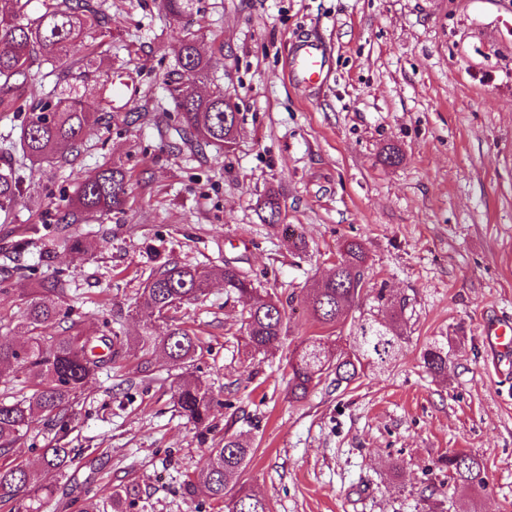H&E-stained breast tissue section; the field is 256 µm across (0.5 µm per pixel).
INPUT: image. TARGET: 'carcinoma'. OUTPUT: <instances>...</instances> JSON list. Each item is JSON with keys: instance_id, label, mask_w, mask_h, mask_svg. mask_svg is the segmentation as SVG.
<instances>
[{"instance_id": "1", "label": "carcinoma", "mask_w": 512, "mask_h": 512, "mask_svg": "<svg viewBox=\"0 0 512 512\" xmlns=\"http://www.w3.org/2000/svg\"><path fill=\"white\" fill-rule=\"evenodd\" d=\"M191 5L192 0H162L163 9L171 17L188 14ZM23 8L22 0H0V111H26L18 141L11 148L33 164L50 165L61 150L78 151L102 115L85 111L80 95L72 89L26 106L19 104L17 90L36 64L69 58L73 63L91 65L100 52L97 45L86 42V36L91 30L108 28L109 17L93 0H43V10L34 18L25 16ZM178 64L185 72L205 75L216 61L187 39L179 49ZM170 95L184 129L205 144L224 146V123L237 119L238 113L224 112L221 90L200 95L174 80L170 82ZM129 181L127 171L115 163L85 177L57 219L58 240L65 245L72 241L74 225L86 216L123 209ZM22 185L13 162L0 167L1 224L12 222ZM260 209L265 222L275 223L280 215L279 193L269 190ZM366 269L363 244L345 241L333 273L309 289L311 317L323 326L337 328L366 292L373 294L378 307L389 306L392 312L365 319L352 337L348 353L335 351L321 336L296 346L288 359L293 399H305L311 389L330 376L338 387L349 384L366 368H384L400 351L405 340L401 333L405 302H395L383 288L367 287ZM214 280L224 283L226 296L249 299L238 342L253 354L267 353L286 333V308L281 301L262 294L248 273L229 263L205 269L166 257L158 260L144 283L138 307L144 333L133 340L114 328L98 336L75 321L56 330L59 301L69 290V280L61 274L29 289L20 322L15 324L0 315V329L13 327L27 335L22 344L0 336V365L15 366L23 374L18 379L20 395L0 396V503L10 505V512H41L42 501L55 495L60 479L75 461L74 449L43 448L39 463L33 465L8 460L10 447L25 437L39 416L61 428L67 426L73 404L89 377L119 359L130 343H136L142 352L141 368L145 373L150 371V356L155 350L181 368L202 354L201 339L188 327L174 325L158 337L149 332V325L185 304L203 300ZM423 368L431 374L448 372V343L433 342L423 354ZM172 401L179 416L196 428H205L216 398L201 380L183 373L172 387ZM205 454L206 465L184 480V496L192 498L202 489L223 512H270L267 500L241 482L251 454L247 441L226 434L215 446L205 449ZM443 465L456 487L484 481V464L471 454L454 452ZM135 505V490L119 486L104 503L95 495L83 496L79 512H131Z\"/></svg>"}]
</instances>
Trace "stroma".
Masks as SVG:
<instances>
[{
	"instance_id": "obj_1",
	"label": "stroma",
	"mask_w": 512,
	"mask_h": 512,
	"mask_svg": "<svg viewBox=\"0 0 512 512\" xmlns=\"http://www.w3.org/2000/svg\"><path fill=\"white\" fill-rule=\"evenodd\" d=\"M99 3L111 19L109 34L87 37L106 49L99 68H33L21 95L47 96L63 72L92 112L111 81L128 92L77 160L22 164L0 254L27 248L0 311L19 317V289L61 271L71 279L62 325L116 319L139 336L134 307L158 252L201 268L236 262L292 315L267 356L238 349L243 305L218 281L203 302L153 324L162 336L183 322L204 341L190 370L218 400L208 431L173 406L179 368L157 353L142 372L133 348L88 381L67 430L36 422L13 457L35 462L56 440L88 448L98 470L79 459L67 476L99 499L121 484L138 494L133 512H213L181 485L205 465V448L237 433L252 446L242 480L271 512H512V371L495 369L481 340L487 319L512 317V0H193L181 20L161 0ZM188 37L220 60L197 86L237 108L230 148L182 143L171 128L167 84ZM302 37L328 48L326 81L312 93L286 77ZM132 112L142 120L125 123ZM389 147L401 156L393 165ZM112 161L130 175L124 211L84 219L81 246L61 247L58 210ZM270 189L283 205L274 225L260 210ZM297 235L307 243L299 255ZM352 238L369 256L371 287L406 303L403 349L383 371L294 401L288 356L323 333L307 290ZM441 339L448 373L435 377L421 356ZM456 451L483 461L485 484L449 490L439 461ZM429 486L441 493L427 501Z\"/></svg>"
}]
</instances>
